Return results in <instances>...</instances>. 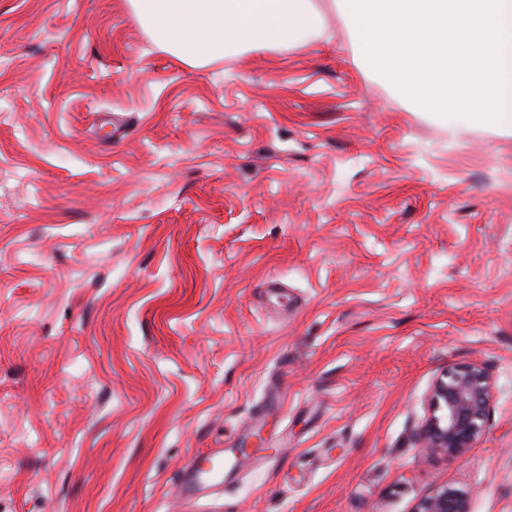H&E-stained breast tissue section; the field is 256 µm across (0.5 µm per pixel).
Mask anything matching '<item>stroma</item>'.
<instances>
[{
  "label": "stroma",
  "instance_id": "1",
  "mask_svg": "<svg viewBox=\"0 0 512 512\" xmlns=\"http://www.w3.org/2000/svg\"><path fill=\"white\" fill-rule=\"evenodd\" d=\"M475 362L483 434L429 456ZM263 452L181 497L194 456ZM512 512V136L340 18L191 68L126 0H0V512ZM492 382L477 363L455 365L434 381L430 414L417 433L420 448L434 455L458 456L482 434ZM414 512H470L468 498L454 487L444 485L420 501Z\"/></svg>",
  "mask_w": 512,
  "mask_h": 512
}]
</instances>
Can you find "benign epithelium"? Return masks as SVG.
<instances>
[{
	"mask_svg": "<svg viewBox=\"0 0 512 512\" xmlns=\"http://www.w3.org/2000/svg\"><path fill=\"white\" fill-rule=\"evenodd\" d=\"M492 397V382L485 369L470 363L446 369L434 381L430 414L417 433L427 453L458 456L482 434ZM414 512H470L468 498L444 485L420 501Z\"/></svg>",
	"mask_w": 512,
	"mask_h": 512,
	"instance_id": "benign-epithelium-1",
	"label": "benign epithelium"
}]
</instances>
